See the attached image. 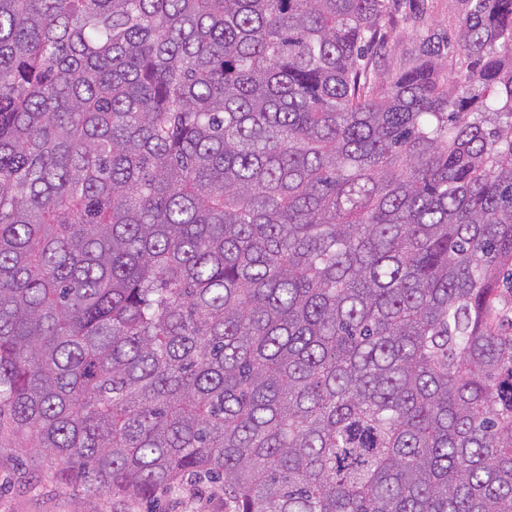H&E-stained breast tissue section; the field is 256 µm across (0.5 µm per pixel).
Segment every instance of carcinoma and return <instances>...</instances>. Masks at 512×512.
I'll list each match as a JSON object with an SVG mask.
<instances>
[{
  "instance_id": "obj_1",
  "label": "carcinoma",
  "mask_w": 512,
  "mask_h": 512,
  "mask_svg": "<svg viewBox=\"0 0 512 512\" xmlns=\"http://www.w3.org/2000/svg\"><path fill=\"white\" fill-rule=\"evenodd\" d=\"M461 2L0 0V416L84 503L512 512V0ZM431 18L440 26L453 31L456 28L461 13V3L458 0H429ZM411 37L410 31L400 28L397 35L390 38L387 45V56L383 60L376 61V70L382 77L385 76L387 70L391 67V64H396L400 57L409 51L412 46ZM161 499L162 511L224 512V490L215 486L184 484Z\"/></svg>"
}]
</instances>
